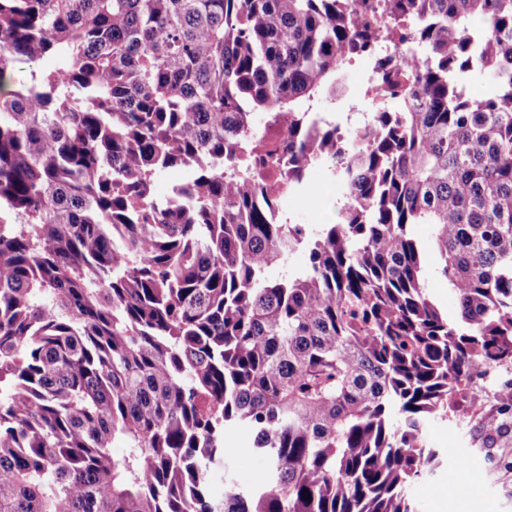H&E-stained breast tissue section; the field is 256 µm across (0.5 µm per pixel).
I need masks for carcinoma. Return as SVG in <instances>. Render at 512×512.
Returning a JSON list of instances; mask_svg holds the SVG:
<instances>
[{"mask_svg":"<svg viewBox=\"0 0 512 512\" xmlns=\"http://www.w3.org/2000/svg\"><path fill=\"white\" fill-rule=\"evenodd\" d=\"M354 57L402 107L372 99L341 149L313 101ZM21 61L0 91V512H414L444 455L429 419L512 448V0H0V88ZM267 112L288 113L276 192L246 177ZM313 163L346 189L336 223L273 221ZM241 427L268 469L217 495ZM426 287L428 293L436 300L442 311L448 313V319L453 320L457 315V309L448 289V283L435 272L432 265L426 275Z\"/></svg>","mask_w":512,"mask_h":512,"instance_id":"cac0c4a2","label":"carcinoma"}]
</instances>
